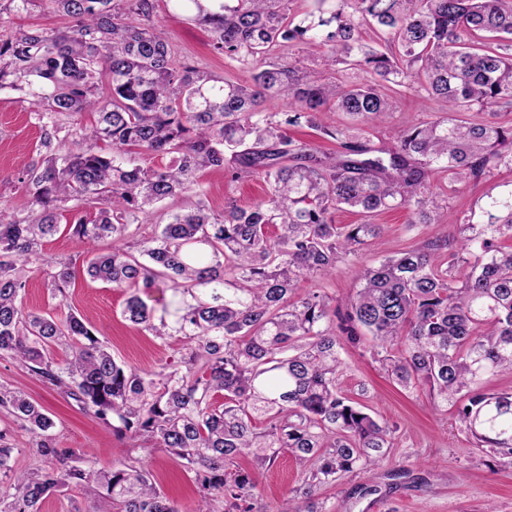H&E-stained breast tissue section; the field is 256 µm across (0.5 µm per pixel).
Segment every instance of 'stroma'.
Listing matches in <instances>:
<instances>
[{
    "label": "stroma",
    "instance_id": "35a3bbf8",
    "mask_svg": "<svg viewBox=\"0 0 512 512\" xmlns=\"http://www.w3.org/2000/svg\"><path fill=\"white\" fill-rule=\"evenodd\" d=\"M147 25L168 38L176 65L195 66L241 84L251 77L249 67L214 53L209 29L185 18L169 14L166 0H154ZM70 18L55 12L48 0H32L27 9L0 13V31L39 26L65 29ZM265 61L270 65L294 64L300 70L322 69L320 53H309L303 45L270 47ZM326 81L350 84L363 81L364 73L344 64L322 69ZM380 91L393 104L387 122L364 126L360 139L373 148L390 147L401 128L442 116L445 108L436 101L415 97L402 86L380 82ZM42 130L35 107L25 91L0 88V208L17 218L30 212L29 196L21 182L23 172L38 164L44 154ZM206 204L222 212L228 201L248 207L262 199L266 186L262 179H231L227 170L212 167L200 174ZM437 192L446 200L434 224H413L406 210L375 215L382 227L380 236L358 257L339 262L323 277L305 279L300 293L312 290L343 300L360 285L365 267L382 257L418 246L424 240L449 232L461 217L480 223L481 208L488 188L496 192L512 189V171L501 170L489 184L451 182L446 176L435 181ZM195 196L186 195L156 207L147 220L130 225L126 242L134 247L153 237L171 213L194 207ZM78 247L66 232L47 238L39 246L40 259L27 266L25 307L29 312L65 318L80 314L100 330V340L117 362L140 371L152 372L175 363L184 353L186 340L173 335L159 338L127 321L123 310L132 291L91 280L83 271ZM73 261L75 286L65 295L55 296L46 286L52 264ZM375 344L365 339L360 345L343 344V369L337 377L341 392L367 405L371 414L394 429L392 446L381 466L366 474L347 475L326 486L316 499L319 512H512V469L491 471L487 456L473 439L460 431L455 406L432 409L425 391L403 387L392 380L374 358ZM0 385L20 390L40 403L55 420L57 447L89 453L96 468L111 469L122 462L134 463L150 472L160 493L173 500L180 512H195L200 500L193 472L183 467L170 451L142 441L131 445L116 436L111 426L86 413L74 400L34 377L10 356H0ZM0 430L7 431L14 448L12 472L22 473L49 467V458L31 446L29 434L12 415L0 410ZM243 469L253 472L258 483L262 512H279L285 501L301 485L305 471L291 454H283L271 466L256 467L251 459H241ZM120 512L118 504L101 498L97 485L69 486L51 493L39 506L40 512Z\"/></svg>",
    "mask_w": 512,
    "mask_h": 512
}]
</instances>
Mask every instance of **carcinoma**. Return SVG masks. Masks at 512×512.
I'll use <instances>...</instances> for the list:
<instances>
[{
    "label": "carcinoma",
    "mask_w": 512,
    "mask_h": 512,
    "mask_svg": "<svg viewBox=\"0 0 512 512\" xmlns=\"http://www.w3.org/2000/svg\"><path fill=\"white\" fill-rule=\"evenodd\" d=\"M48 2L75 25L0 38V87L27 88L46 150L22 178L35 215L19 221L0 211V354L102 422H116L119 437L171 451L195 473L206 503L198 512H213L218 499L224 512H257V483L234 466L240 456L264 467L289 452L308 468L300 500L282 512H316L311 500L322 487L382 462L393 430L338 390L337 329L352 343L373 337L377 361L399 384L425 389L435 407L452 403L476 447L512 468V392L479 387L512 371V248L500 245L512 238V194L488 196L484 223L457 225L445 268L446 236L366 268L363 286L337 305L317 291L292 300L303 279L330 273L381 231L336 224L335 211L371 217L406 209L412 223L430 224L439 209L436 174L478 184L512 171V125L450 116L402 128L390 147L375 149L322 118L334 110L365 125L385 120L392 104L377 77L440 100L450 113L493 114L512 104V0H338L339 8L306 25L289 22L281 0H167L210 27L216 53L254 67L247 86L176 67L162 33L135 22L150 15L152 0ZM370 21L401 47L400 57L362 42ZM480 33L498 38L497 48L463 50ZM291 42L327 49L332 64L340 53L371 80L343 87L303 79L289 64H263L271 46ZM104 76L110 94L101 97ZM272 97L296 105L282 123L263 111ZM89 110L97 120L82 140L65 150L54 145L58 117ZM288 126L318 132L342 151H321ZM100 141L113 153L95 150ZM133 148L173 161L143 168ZM211 167L262 179L266 198L248 208L228 204L219 215L200 202L140 243L146 261L125 250L130 225L158 202L200 192L198 174ZM72 198L99 208L65 225L68 234L80 244L112 239V247L90 252L83 270L115 288L142 289L127 299L125 318L155 336H185V368L125 367L80 315L56 320L26 311L17 264L33 263L39 242L59 232L60 203ZM272 225L280 227L274 239ZM74 275L71 264H59L49 274L52 292L65 295ZM169 288L181 294L173 326L155 323L148 306L168 310ZM61 345L70 358L58 366L47 351ZM219 392L224 404L216 406ZM0 408L59 463L18 477L0 512H39L52 492L90 482L122 512H180L132 463L109 472L89 458L72 464L76 452L55 447L54 420L24 394L0 388Z\"/></svg>",
    "instance_id": "obj_1"
}]
</instances>
